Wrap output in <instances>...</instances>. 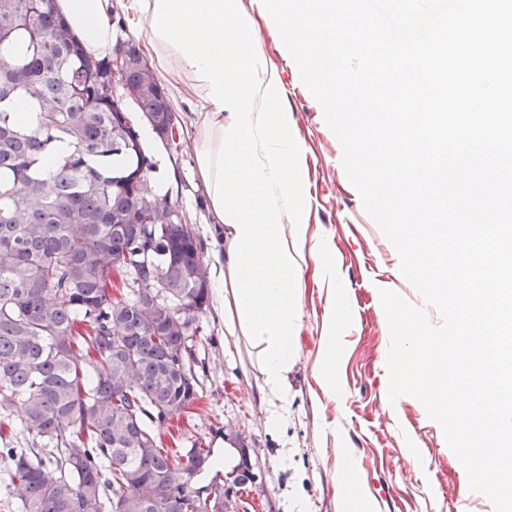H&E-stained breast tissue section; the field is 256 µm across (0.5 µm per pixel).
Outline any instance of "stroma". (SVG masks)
<instances>
[{
    "label": "stroma",
    "mask_w": 512,
    "mask_h": 512,
    "mask_svg": "<svg viewBox=\"0 0 512 512\" xmlns=\"http://www.w3.org/2000/svg\"><path fill=\"white\" fill-rule=\"evenodd\" d=\"M242 3L277 69L283 91L279 109L291 115L294 134L305 147L309 233L332 247L336 283H323L311 269L304 274L303 326L288 375L287 425L280 430L268 423L272 405L261 387L252 347L226 334L224 307L219 295H211L193 338L202 398L175 434H163L164 445L187 448L203 442L213 448L219 464L225 442L251 448L255 479L237 493L236 512H342L333 479L348 455L356 461L353 487L367 512H495L486 496L462 492L465 469L443 431L425 417L422 403L412 398L395 408L389 402L390 333L381 290L424 306L432 325H440L442 317L401 275L399 255L365 211L342 165L343 148L303 84L272 17L260 0ZM169 79L175 84L178 149L166 148L140 113L131 119L150 149L156 188L177 202L210 261L221 249V238L196 173L197 116L203 102L185 77L173 73ZM333 291L343 298V314L332 330L324 308ZM331 331L336 334L332 365L323 348Z\"/></svg>",
    "instance_id": "stroma-1"
}]
</instances>
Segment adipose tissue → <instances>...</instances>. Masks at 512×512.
<instances>
[{"label": "adipose tissue", "mask_w": 512, "mask_h": 512, "mask_svg": "<svg viewBox=\"0 0 512 512\" xmlns=\"http://www.w3.org/2000/svg\"><path fill=\"white\" fill-rule=\"evenodd\" d=\"M148 25L147 48L166 70L186 73L208 109L195 146L197 173L224 252L217 285L228 335L255 351L262 387L288 399V374L302 327L300 289L307 267L326 282L336 265L312 240L297 143L288 113L271 111L282 93L242 0H127ZM90 48L112 50V0H56Z\"/></svg>", "instance_id": "1"}]
</instances>
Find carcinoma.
<instances>
[{
  "label": "carcinoma",
  "mask_w": 512,
  "mask_h": 512,
  "mask_svg": "<svg viewBox=\"0 0 512 512\" xmlns=\"http://www.w3.org/2000/svg\"><path fill=\"white\" fill-rule=\"evenodd\" d=\"M1 60L0 413L27 438L0 432V457L21 512H208L174 471L210 470L213 450L184 464L159 430L200 398L180 347L209 266L127 110L172 145L169 90L133 40L101 58L53 0H0ZM233 474L239 491L255 477Z\"/></svg>",
  "instance_id": "1"
}]
</instances>
